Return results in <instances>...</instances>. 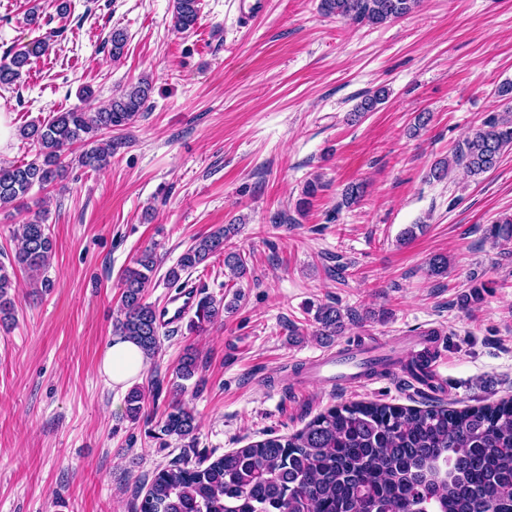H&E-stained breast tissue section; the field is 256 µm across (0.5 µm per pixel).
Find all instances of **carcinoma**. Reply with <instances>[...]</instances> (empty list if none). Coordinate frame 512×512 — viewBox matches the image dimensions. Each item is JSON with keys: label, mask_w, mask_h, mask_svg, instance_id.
Wrapping results in <instances>:
<instances>
[{"label": "carcinoma", "mask_w": 512, "mask_h": 512, "mask_svg": "<svg viewBox=\"0 0 512 512\" xmlns=\"http://www.w3.org/2000/svg\"><path fill=\"white\" fill-rule=\"evenodd\" d=\"M420 0H320L326 16L383 24L413 12ZM200 0H173L175 27L186 32L199 19ZM111 55L124 54L127 36L112 31ZM46 50L35 41L0 61V86L12 85L30 60ZM152 86L140 79L95 112L82 108L55 112L40 124L25 126L20 134L37 145L35 158L21 164L0 163V209L11 206L25 212L15 231L19 250L12 264L38 275L49 266L53 242L44 224L43 210L26 203L35 187L51 185L75 147L80 166L97 171L110 164L114 143L108 133L133 124L145 111ZM512 148V111L485 120L453 159L440 161L432 176L441 179L461 166L471 176L493 170L504 151ZM321 190L317 179L301 191L296 211L302 214ZM238 225L226 224L198 238L166 273L175 285L211 256L224 253V267L232 281L244 279L247 260L227 250ZM490 234L512 240V217L493 222ZM156 269L153 249L141 251L134 266L120 278L119 317L114 332L135 342L144 360L160 347L162 324L145 290ZM13 274L0 262V323L14 319L10 291ZM240 302L210 296L199 299L190 328L200 332L233 312ZM318 334L334 336L343 327L340 309L317 307ZM198 370L197 357L185 354L176 377L189 380ZM145 395L131 389L127 416L139 418ZM198 422L180 399L168 403L152 437L195 442ZM139 512H512V398L456 408L443 403L425 407L379 401L342 404L317 414L289 435L268 437L238 448L209 463L174 462L155 474Z\"/></svg>", "instance_id": "1"}]
</instances>
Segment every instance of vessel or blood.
Returning a JSON list of instances; mask_svg holds the SVG:
<instances>
[{"mask_svg": "<svg viewBox=\"0 0 512 512\" xmlns=\"http://www.w3.org/2000/svg\"><path fill=\"white\" fill-rule=\"evenodd\" d=\"M197 291L188 286L180 292L173 306L163 313L165 323L176 325L192 310ZM308 382L341 388L361 386L367 380L375 365L369 362L366 353L345 350L325 352L309 358L306 362Z\"/></svg>", "mask_w": 512, "mask_h": 512, "instance_id": "vessel-or-blood-1", "label": "vessel or blood"}]
</instances>
